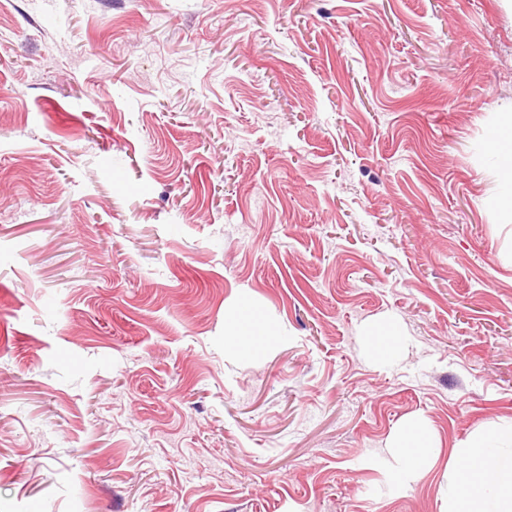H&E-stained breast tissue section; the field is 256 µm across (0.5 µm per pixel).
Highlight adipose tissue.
I'll list each match as a JSON object with an SVG mask.
<instances>
[{"label": "adipose tissue", "instance_id": "adipose-tissue-1", "mask_svg": "<svg viewBox=\"0 0 512 512\" xmlns=\"http://www.w3.org/2000/svg\"><path fill=\"white\" fill-rule=\"evenodd\" d=\"M395 451L400 478L410 485L427 471L436 441L423 424L411 421L400 429ZM448 477V512H512V425L454 450Z\"/></svg>", "mask_w": 512, "mask_h": 512}]
</instances>
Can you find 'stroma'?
<instances>
[{
	"mask_svg": "<svg viewBox=\"0 0 512 512\" xmlns=\"http://www.w3.org/2000/svg\"><path fill=\"white\" fill-rule=\"evenodd\" d=\"M504 112L505 0H0V512H443L392 443L512 422ZM512 113L506 128L497 129L490 141V148L495 161L503 175L502 201L512 210ZM230 318V327L234 330L233 336H236L235 342L244 354L258 349L267 341L268 336L274 335L269 324L254 318L246 310L239 309ZM368 343L376 360L385 361L396 357L401 350V334L396 323L382 328L377 326L368 336Z\"/></svg>",
	"mask_w": 512,
	"mask_h": 512,
	"instance_id": "1",
	"label": "stroma"
}]
</instances>
